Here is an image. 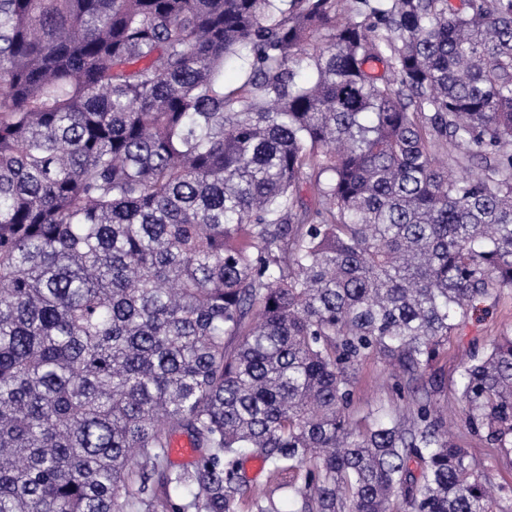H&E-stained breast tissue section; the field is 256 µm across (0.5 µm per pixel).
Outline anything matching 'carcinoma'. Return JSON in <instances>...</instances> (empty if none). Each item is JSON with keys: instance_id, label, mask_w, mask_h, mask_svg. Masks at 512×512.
<instances>
[{"instance_id": "1", "label": "carcinoma", "mask_w": 512, "mask_h": 512, "mask_svg": "<svg viewBox=\"0 0 512 512\" xmlns=\"http://www.w3.org/2000/svg\"><path fill=\"white\" fill-rule=\"evenodd\" d=\"M493 286L512 0H0V512H494L422 384ZM460 402L511 454L512 336ZM398 380L378 354L364 358L356 368L350 414L361 419L371 411L381 414H402L407 398L399 391Z\"/></svg>"}]
</instances>
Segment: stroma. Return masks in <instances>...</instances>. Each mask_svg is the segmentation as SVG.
I'll return each mask as SVG.
<instances>
[{"label": "stroma", "instance_id": "obj_1", "mask_svg": "<svg viewBox=\"0 0 512 512\" xmlns=\"http://www.w3.org/2000/svg\"><path fill=\"white\" fill-rule=\"evenodd\" d=\"M502 336H512V289L494 287L476 302L459 328L450 334L427 375L437 383L434 399L444 409L455 441L468 449L479 470L486 475L498 504L508 507L512 505V455L489 448L480 436L468 429L459 401L464 366ZM406 404L397 378L379 355H369L359 363L349 407L354 418H362L372 411L401 414Z\"/></svg>", "mask_w": 512, "mask_h": 512}]
</instances>
